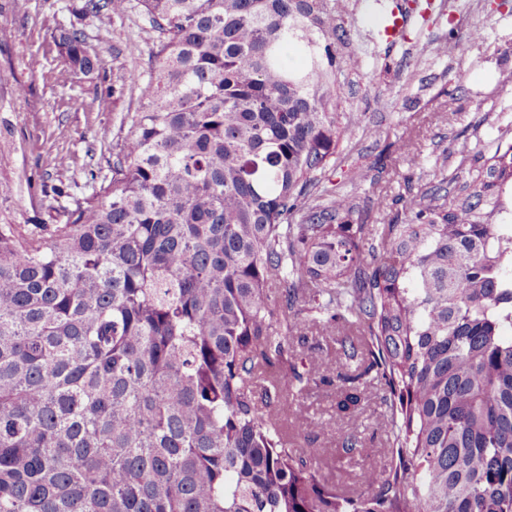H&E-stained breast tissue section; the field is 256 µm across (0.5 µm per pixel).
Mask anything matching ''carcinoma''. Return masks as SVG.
Instances as JSON below:
<instances>
[{
	"label": "carcinoma",
	"mask_w": 512,
	"mask_h": 512,
	"mask_svg": "<svg viewBox=\"0 0 512 512\" xmlns=\"http://www.w3.org/2000/svg\"><path fill=\"white\" fill-rule=\"evenodd\" d=\"M138 3L144 109L110 180L61 224L0 219V512H512V238L483 213L512 145L460 204L439 186L352 224L351 194L318 190L361 124L338 112V0ZM51 37L69 71L98 65L83 31ZM335 324L333 382L290 340ZM373 381L392 463L349 492L280 391L334 383L350 421Z\"/></svg>",
	"instance_id": "obj_1"
}]
</instances>
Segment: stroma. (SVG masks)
I'll return each instance as SVG.
<instances>
[{
    "mask_svg": "<svg viewBox=\"0 0 512 512\" xmlns=\"http://www.w3.org/2000/svg\"><path fill=\"white\" fill-rule=\"evenodd\" d=\"M394 0H341L353 9L354 52L340 82L342 109L359 113L365 128L345 141L323 186L345 184L354 197L350 220L385 224L405 201L436 186L459 194L496 144L512 143V0H409L416 20L396 45L375 41L380 13ZM81 0H0V27L12 30L0 47V214L18 224H55L76 202L108 182L120 120L141 109L128 74H146L147 56L113 59L112 47L129 40L147 42L141 7L101 23L78 12ZM83 29L102 66L66 75L63 57L51 38L58 27ZM466 43L464 57L443 53L446 40ZM374 127L379 137L366 135ZM406 141L408 153L396 145ZM468 141V157L451 154ZM68 159L66 167L57 157ZM68 186V194H42L41 185ZM379 385L367 389V403L350 424L334 419V388L310 389L304 397L312 422H333L313 446L329 455L326 477L355 489L360 465L386 466L390 453L378 428L387 407ZM358 433L364 452L336 457L337 435Z\"/></svg>",
    "mask_w": 512,
    "mask_h": 512,
    "instance_id": "obj_1",
    "label": "stroma"
}]
</instances>
